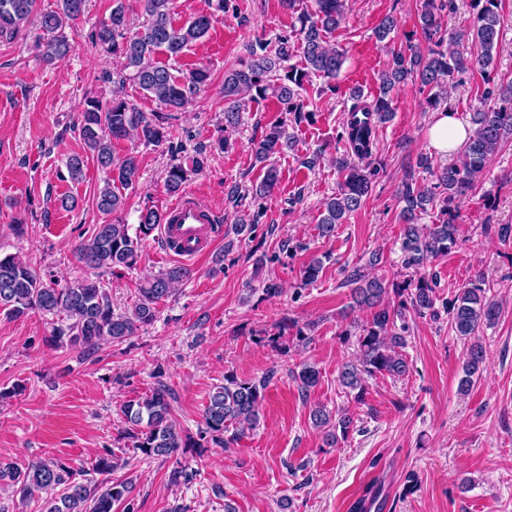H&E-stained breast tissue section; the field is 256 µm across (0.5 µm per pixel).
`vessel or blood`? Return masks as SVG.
Masks as SVG:
<instances>
[{
  "label": "vessel or blood",
  "mask_w": 512,
  "mask_h": 512,
  "mask_svg": "<svg viewBox=\"0 0 512 512\" xmlns=\"http://www.w3.org/2000/svg\"><path fill=\"white\" fill-rule=\"evenodd\" d=\"M168 213L170 223L159 227L167 254L197 259L210 251L222 231L215 214L195 193L177 197L169 204Z\"/></svg>",
  "instance_id": "1"
}]
</instances>
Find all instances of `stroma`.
<instances>
[{"label":"stroma","mask_w":512,"mask_h":512,"mask_svg":"<svg viewBox=\"0 0 512 512\" xmlns=\"http://www.w3.org/2000/svg\"><path fill=\"white\" fill-rule=\"evenodd\" d=\"M119 1L130 29L145 25L139 0H88L84 16L67 31L74 48L64 60L44 62L32 29L0 41V252L26 254L46 281L98 279L118 314L137 301L144 276L178 263L153 235L130 269L94 271L75 253L105 220L96 203L105 174L87 156L77 130L86 96L106 102L118 93L143 112L158 109L93 38ZM420 2L348 0L345 21L326 36L346 52L337 90L326 91L316 76L306 83L302 96L314 118L293 127V147L275 158L280 181L259 202L253 190L263 171L250 142L280 119V106L272 98L249 103L241 126L225 131L224 74L250 46L296 34L298 12L313 11L314 0H299L292 11L281 0H231L209 33L180 57L156 54V61L176 70L206 66L210 80L187 111L175 113L162 145H117V155H137L140 172L136 188L125 192L120 216L134 227L144 208L166 210V168L173 158L199 154L205 167L186 187L218 209L221 239L209 255L190 262L192 277L157 303L151 324L103 344L91 359L48 343L52 316L0 312V391H15L0 400V462L23 469L54 461L73 468L83 482L97 479V458L114 452L122 464L112 480L133 485L114 512H224L228 505L235 512H358L369 497L385 502L386 512H512V240L497 234L500 225H512V139L490 157L461 202L456 246L427 267L438 278L439 302L482 277L501 304L496 322L480 334L486 351L481 377L460 390L467 344L443 311L434 319L409 317L403 350L409 376L369 378L360 402L338 379L341 363L359 355L349 325L370 317L350 310L346 270L367 266L389 283L408 275L397 193L408 176L424 178L415 165L428 151L435 113L417 86L396 91L394 116L378 128L372 158L378 173L363 206L337 225L332 239L322 238L317 225L340 180L333 158L346 150L339 136L349 92L376 95L392 51L420 31ZM386 16L396 28L381 42L374 30ZM484 87L479 72L456 75L448 107L470 121ZM73 155L85 158L77 181L66 169ZM310 157L316 164L309 169L304 162ZM66 195L75 198L74 209L61 207ZM258 208L263 214L253 230L237 232L235 217ZM19 220L28 226L21 238L12 230ZM229 240L234 248L228 253ZM376 253L381 261L373 267ZM316 257L323 260L319 277L302 285V271ZM271 280L281 293L266 294ZM286 318L314 324L307 345H297L289 333L270 342L269 333ZM305 365L320 374L307 392L296 378ZM228 374L269 380L255 430L231 447L208 443L168 459L132 449L124 404L165 388L178 431L195 438L210 393ZM318 405L344 410L355 431L328 444L310 419ZM178 467L186 475L176 480Z\"/></svg>","instance_id":"stroma-1"}]
</instances>
